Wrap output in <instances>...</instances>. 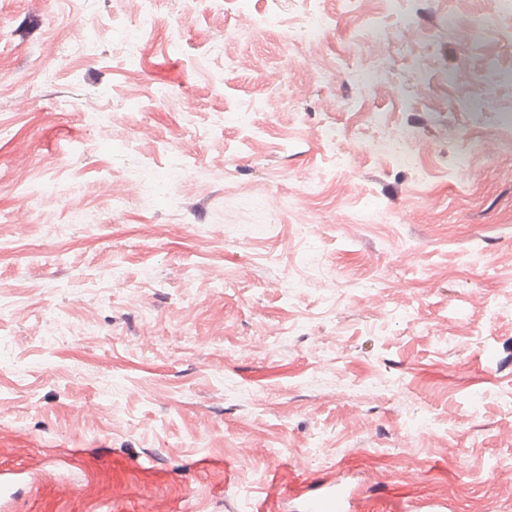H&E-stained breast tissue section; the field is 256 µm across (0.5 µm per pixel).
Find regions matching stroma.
<instances>
[{
	"label": "stroma",
	"mask_w": 512,
	"mask_h": 512,
	"mask_svg": "<svg viewBox=\"0 0 512 512\" xmlns=\"http://www.w3.org/2000/svg\"><path fill=\"white\" fill-rule=\"evenodd\" d=\"M375 6L385 71L367 89L340 0H154L145 50L123 0H0L11 512H294L287 490L334 478L354 512H512V47L443 26L494 0ZM314 11L332 20L317 46ZM92 15L116 24L55 54ZM490 63L494 105L462 110ZM395 131L423 169L363 149Z\"/></svg>",
	"instance_id": "1"
}]
</instances>
